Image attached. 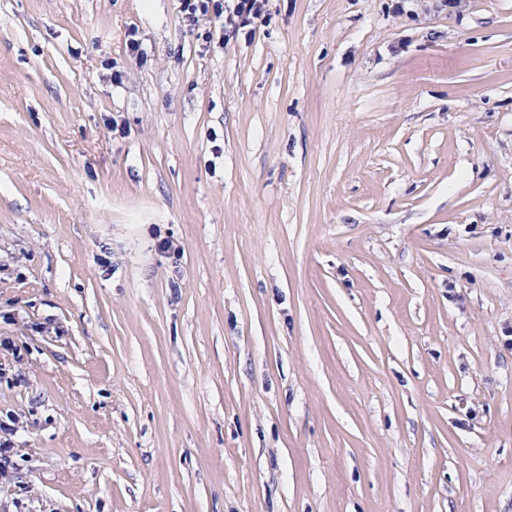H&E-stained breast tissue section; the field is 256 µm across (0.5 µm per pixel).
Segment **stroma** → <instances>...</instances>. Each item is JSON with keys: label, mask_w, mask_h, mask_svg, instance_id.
I'll list each match as a JSON object with an SVG mask.
<instances>
[{"label": "stroma", "mask_w": 512, "mask_h": 512, "mask_svg": "<svg viewBox=\"0 0 512 512\" xmlns=\"http://www.w3.org/2000/svg\"><path fill=\"white\" fill-rule=\"evenodd\" d=\"M269 9L0 0V512H512V0ZM268 4L269 0H180L179 11L189 26H195L211 14L216 18L224 15L236 33L250 38L267 20ZM0 421V481H10L14 473L15 436L18 432L16 420Z\"/></svg>", "instance_id": "35a3bbf8"}]
</instances>
